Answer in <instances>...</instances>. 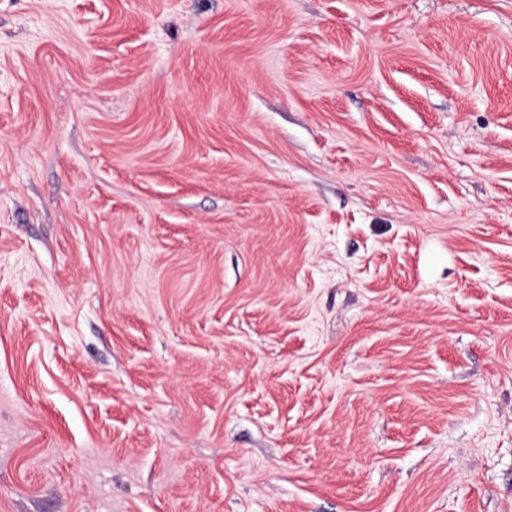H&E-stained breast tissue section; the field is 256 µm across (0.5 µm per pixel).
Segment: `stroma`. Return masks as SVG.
<instances>
[{
    "mask_svg": "<svg viewBox=\"0 0 512 512\" xmlns=\"http://www.w3.org/2000/svg\"><path fill=\"white\" fill-rule=\"evenodd\" d=\"M0 512H512V0H0Z\"/></svg>",
    "mask_w": 512,
    "mask_h": 512,
    "instance_id": "35a3bbf8",
    "label": "stroma"
}]
</instances>
